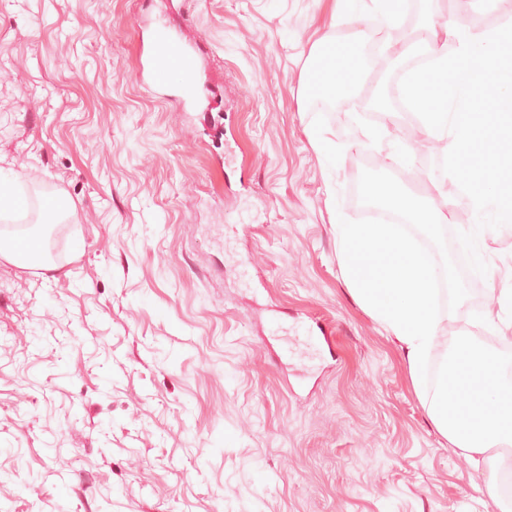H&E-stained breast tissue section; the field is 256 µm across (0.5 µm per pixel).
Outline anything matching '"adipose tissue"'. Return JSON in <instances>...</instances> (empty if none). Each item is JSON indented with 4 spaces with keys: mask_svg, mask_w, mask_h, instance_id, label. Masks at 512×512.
<instances>
[{
    "mask_svg": "<svg viewBox=\"0 0 512 512\" xmlns=\"http://www.w3.org/2000/svg\"><path fill=\"white\" fill-rule=\"evenodd\" d=\"M401 20L402 15L393 0H367L365 10L355 15L347 11L345 0H336L331 32L316 41L306 64V87L316 111H339L346 97L360 89L370 67L368 58L361 51L362 44L382 31L398 27ZM348 24L355 25L356 31L352 43L347 45L336 39L334 31ZM72 210L71 202L60 196L41 200L37 230L16 237L0 235V257L25 268L50 267L51 260L46 251L40 250L37 256L29 257L24 249L30 243L40 245L45 231L60 223Z\"/></svg>",
    "mask_w": 512,
    "mask_h": 512,
    "instance_id": "1",
    "label": "adipose tissue"
}]
</instances>
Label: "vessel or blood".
Segmentation results:
<instances>
[{
  "label": "vessel or blood",
  "mask_w": 512,
  "mask_h": 512,
  "mask_svg": "<svg viewBox=\"0 0 512 512\" xmlns=\"http://www.w3.org/2000/svg\"><path fill=\"white\" fill-rule=\"evenodd\" d=\"M179 71L185 80L176 92L177 100H190L197 70V48L186 37L158 31L144 66L149 85L165 87L171 71Z\"/></svg>",
  "instance_id": "b4317fda"
}]
</instances>
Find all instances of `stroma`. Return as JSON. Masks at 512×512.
I'll return each mask as SVG.
<instances>
[{
  "label": "stroma",
  "instance_id": "obj_1",
  "mask_svg": "<svg viewBox=\"0 0 512 512\" xmlns=\"http://www.w3.org/2000/svg\"><path fill=\"white\" fill-rule=\"evenodd\" d=\"M333 0H0V175L23 174L25 234L49 196L54 270L0 258V507L5 512H512L433 427L404 351L351 293L336 217L360 219L364 169L393 172L382 125L414 150L407 190L445 141L369 112L413 27L342 111L316 114L305 63ZM466 24L512 0H441ZM202 48L189 111L138 71L157 23ZM336 144L326 167L317 138ZM498 311L485 285L458 335Z\"/></svg>",
  "mask_w": 512,
  "mask_h": 512
}]
</instances>
